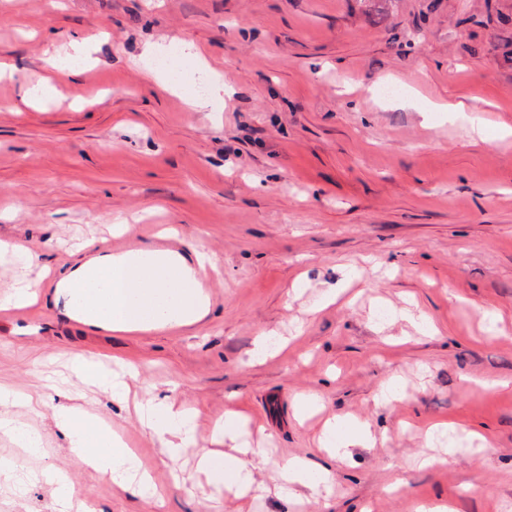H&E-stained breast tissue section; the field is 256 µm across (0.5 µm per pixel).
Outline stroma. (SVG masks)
Returning a JSON list of instances; mask_svg holds the SVG:
<instances>
[{
	"mask_svg": "<svg viewBox=\"0 0 512 512\" xmlns=\"http://www.w3.org/2000/svg\"><path fill=\"white\" fill-rule=\"evenodd\" d=\"M176 38L223 74L213 111L145 76L144 47ZM82 40L80 99L64 86L23 103L44 52ZM0 59L14 73L0 80L1 240L59 274L75 244L151 247L172 225L166 247L202 242L218 266L208 315L181 330L92 329L50 288L0 313V383L48 392L75 353L131 364L198 410V448L234 411L266 450L260 476L291 456L328 469L332 494L306 512H512V0H0ZM460 100L484 134L418 112ZM117 216L134 232L113 235ZM272 330L285 349L252 361ZM393 378L396 399L377 403ZM308 393L323 411L303 421ZM70 402L121 430L165 493L159 506L74 471L97 512H232L207 508L197 448L169 460L96 389ZM331 416L367 422L375 447L331 457ZM19 421L44 436L35 467L68 466L49 416ZM434 423L452 434L427 440ZM450 446L452 463L415 462Z\"/></svg>",
	"mask_w": 512,
	"mask_h": 512,
	"instance_id": "1",
	"label": "stroma"
}]
</instances>
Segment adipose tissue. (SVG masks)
<instances>
[{
	"label": "adipose tissue",
	"instance_id": "ef3b65f1",
	"mask_svg": "<svg viewBox=\"0 0 512 512\" xmlns=\"http://www.w3.org/2000/svg\"><path fill=\"white\" fill-rule=\"evenodd\" d=\"M183 53L196 71L208 80L206 95L188 96L191 107L198 111L211 109L224 97V76L205 64L193 42L183 44ZM81 258L70 266L64 276L50 279L48 270H37L36 277L26 272L36 269L32 251L23 243L0 240V256L24 270L25 275L13 291L0 298V308L21 307L36 301L40 288L52 284L64 290L69 312L75 313L86 326L115 332H146L155 329H178L203 320L209 313V299L202 287L215 272L216 265L203 244L192 246L184 254L169 249H134L123 255H86L85 245H77ZM111 299L110 316H102L91 302L97 296ZM72 380L99 388L113 401L127 402L130 386L123 377L113 375L105 364L76 354L70 357ZM40 413L50 410L51 416L65 436L69 448V465L28 470L26 458L40 456L41 434L20 427L14 411ZM140 425L161 445L170 459L180 457L184 449L198 447L196 471L199 480L208 486L212 499L230 495L239 500L237 512H255L253 505L268 495H275L286 505H293L301 490L319 495L329 493L328 470L310 468L302 459L291 458L279 468V481L267 485L259 479L254 459L259 449L243 443L246 421L235 414L226 415L213 427V438L222 442H240L236 454L212 448H199L196 427L198 412L176 403L169 397H158L144 391L136 406ZM0 433L10 436L23 457L0 459V480L14 483L17 491H25L32 482H43L53 489L52 512H94L93 506L76 498L72 472L92 469L99 477L112 481L122 489L140 497L163 503L164 495L153 482L148 468L135 451L98 417L78 406L49 407L43 396L24 393L0 385ZM322 444L338 456L349 455L352 448L372 447L375 439L370 428L342 418L326 421Z\"/></svg>",
	"mask_w": 512,
	"mask_h": 512
}]
</instances>
